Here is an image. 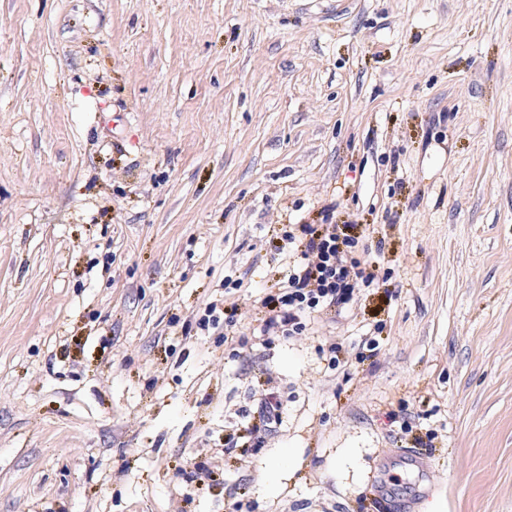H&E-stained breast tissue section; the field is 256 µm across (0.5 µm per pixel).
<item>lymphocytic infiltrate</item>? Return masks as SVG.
Listing matches in <instances>:
<instances>
[{
    "instance_id": "f902f5d3",
    "label": "lymphocytic infiltrate",
    "mask_w": 512,
    "mask_h": 512,
    "mask_svg": "<svg viewBox=\"0 0 512 512\" xmlns=\"http://www.w3.org/2000/svg\"><path fill=\"white\" fill-rule=\"evenodd\" d=\"M288 250L296 255L287 289L263 321L267 336L303 331L306 313L349 301L356 288L371 285L374 272L362 269L349 255L358 243L346 224H305L299 234H286Z\"/></svg>"
}]
</instances>
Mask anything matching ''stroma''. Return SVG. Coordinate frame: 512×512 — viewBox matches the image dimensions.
Segmentation results:
<instances>
[{
  "label": "stroma",
  "mask_w": 512,
  "mask_h": 512,
  "mask_svg": "<svg viewBox=\"0 0 512 512\" xmlns=\"http://www.w3.org/2000/svg\"><path fill=\"white\" fill-rule=\"evenodd\" d=\"M353 223L374 283L260 346ZM387 500L512 512V0H0V512ZM282 406L283 403L278 391H275L273 388L266 389L258 404L259 424H254L252 430L270 431L274 428L273 425L279 423Z\"/></svg>",
  "instance_id": "35a3bbf8"
}]
</instances>
